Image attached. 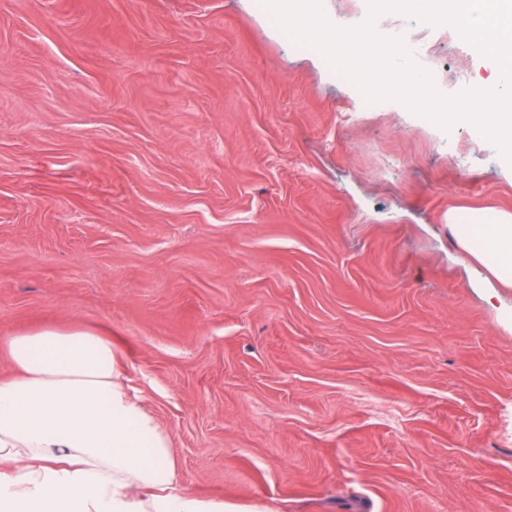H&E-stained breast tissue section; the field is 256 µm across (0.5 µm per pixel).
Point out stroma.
<instances>
[{"mask_svg": "<svg viewBox=\"0 0 512 512\" xmlns=\"http://www.w3.org/2000/svg\"><path fill=\"white\" fill-rule=\"evenodd\" d=\"M452 96L488 72L398 12ZM512 164L258 0H0V336L111 338L184 484L268 512H512V288L450 214Z\"/></svg>", "mask_w": 512, "mask_h": 512, "instance_id": "obj_1", "label": "stroma"}]
</instances>
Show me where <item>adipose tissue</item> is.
<instances>
[{
  "label": "adipose tissue",
  "instance_id": "adipose-tissue-1",
  "mask_svg": "<svg viewBox=\"0 0 512 512\" xmlns=\"http://www.w3.org/2000/svg\"><path fill=\"white\" fill-rule=\"evenodd\" d=\"M458 245L512 286V213L450 217ZM0 512H234L183 487L167 433L131 395L110 338L47 326L0 340Z\"/></svg>",
  "mask_w": 512,
  "mask_h": 512
}]
</instances>
